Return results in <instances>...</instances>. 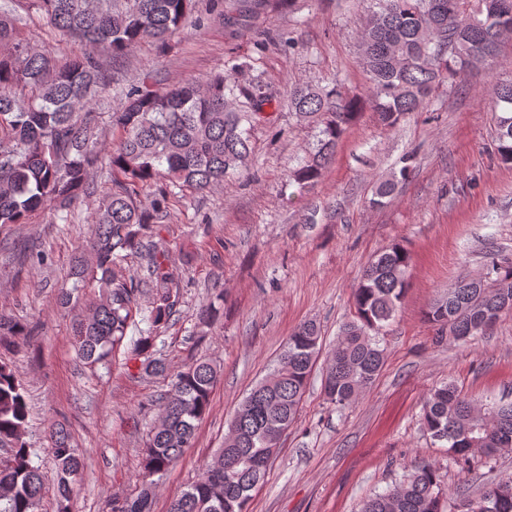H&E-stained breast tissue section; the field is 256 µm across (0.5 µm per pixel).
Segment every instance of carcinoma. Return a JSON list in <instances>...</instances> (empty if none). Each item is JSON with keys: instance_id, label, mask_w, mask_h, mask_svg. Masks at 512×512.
<instances>
[{"instance_id": "1", "label": "carcinoma", "mask_w": 512, "mask_h": 512, "mask_svg": "<svg viewBox=\"0 0 512 512\" xmlns=\"http://www.w3.org/2000/svg\"><path fill=\"white\" fill-rule=\"evenodd\" d=\"M359 54L369 75V96L381 122L394 127L426 105L432 91L453 85L467 69L493 70L501 43L512 37V0H364ZM32 19L84 42L82 57L63 66L30 43L9 14L0 11V225L23 224L47 207L58 213L91 190L90 175L106 167L112 187L93 217L90 259L75 257L70 288L59 289L61 303L80 288H97L102 298L73 326L79 357L102 362L127 336L136 317L156 330L176 312L181 276L154 259L137 280L115 268L146 247L153 225L169 215L171 187L206 190L246 167L252 153L250 129L271 100L260 80L229 81L218 73L204 82L187 80L159 94L139 86L120 91L112 111V77L104 58H119L150 42L164 49L193 10V0H31ZM497 116V154L512 163V77L490 85ZM288 109L317 120L316 146L292 180L317 179L333 158L344 129L361 101L340 85L319 89L296 83ZM112 113L120 137L110 149L98 141L99 114ZM398 180L380 182L370 203L383 205ZM152 191L150 204L137 201ZM408 252L393 244L364 268L353 293V314L328 352L323 392L328 403L346 406L371 385L385 364L380 331L393 320L409 282ZM495 279L483 287L469 277L436 299L427 319L438 341H466L512 313V264L492 262ZM150 294V305L141 299ZM26 326L0 315V347L10 337L27 336ZM147 377L170 376L161 394V419L148 433L142 471L163 476L191 445L208 413L217 370L197 359L171 374L156 357L154 337H140L132 348ZM322 353V336L312 322L288 336L268 383L255 385L235 410L232 443L217 451L198 478L176 496L168 512H249L251 492L264 480L284 431L292 427ZM29 404L12 367L0 360V512H41L45 477L33 464L24 440ZM430 437L448 444L462 470L476 456L490 458L512 448V402L480 404L452 383L431 390L422 408ZM55 461L56 512H73V484L83 459L64 422L49 428ZM512 478L492 481L474 498H463L465 512H512ZM449 496L431 464L415 467L392 488L368 497L361 512H451ZM110 512H151L148 490L133 501H113Z\"/></svg>"}]
</instances>
